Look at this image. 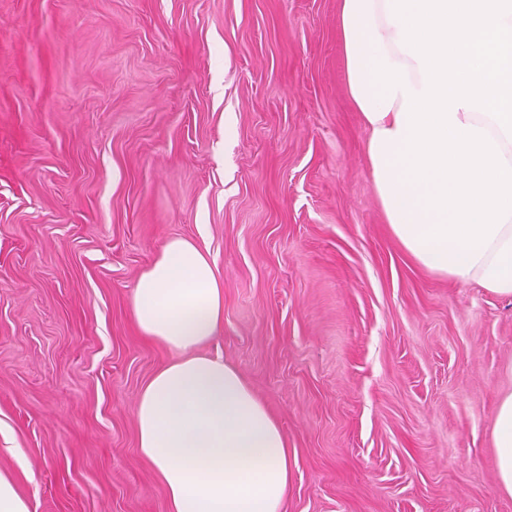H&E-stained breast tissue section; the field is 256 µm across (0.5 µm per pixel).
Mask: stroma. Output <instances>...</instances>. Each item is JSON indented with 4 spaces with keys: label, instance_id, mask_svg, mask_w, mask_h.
I'll return each instance as SVG.
<instances>
[{
    "label": "stroma",
    "instance_id": "35a3bbf8",
    "mask_svg": "<svg viewBox=\"0 0 512 512\" xmlns=\"http://www.w3.org/2000/svg\"><path fill=\"white\" fill-rule=\"evenodd\" d=\"M338 0H0V470L32 512H168L137 448L135 282L190 238L203 346L294 457L283 512H512V298L390 233ZM494 436L499 483L512 495V395L502 399L497 407Z\"/></svg>",
    "mask_w": 512,
    "mask_h": 512
}]
</instances>
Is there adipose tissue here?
I'll use <instances>...</instances> for the list:
<instances>
[{
	"label": "adipose tissue",
	"instance_id": "adipose-tissue-1",
	"mask_svg": "<svg viewBox=\"0 0 512 512\" xmlns=\"http://www.w3.org/2000/svg\"><path fill=\"white\" fill-rule=\"evenodd\" d=\"M338 26L393 237L425 269L512 297V0H339ZM130 313L176 355L136 409L170 512H281L293 463L279 423L234 366L198 352L224 325L209 253L170 240ZM494 436L512 494V395Z\"/></svg>",
	"mask_w": 512,
	"mask_h": 512
}]
</instances>
